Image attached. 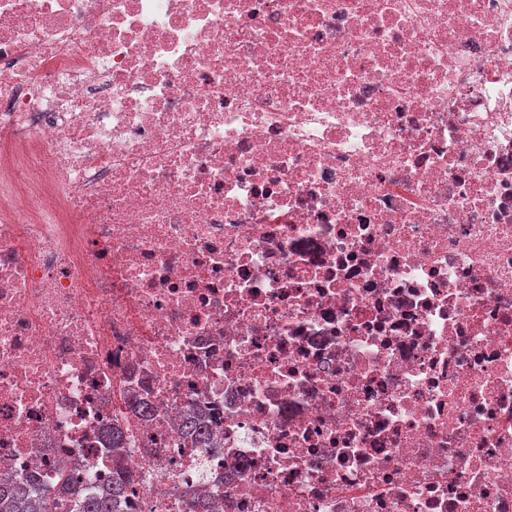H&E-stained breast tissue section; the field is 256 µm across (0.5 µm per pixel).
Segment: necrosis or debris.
Returning <instances> with one entry per match:
<instances>
[{"label": "necrosis or debris", "instance_id": "obj_1", "mask_svg": "<svg viewBox=\"0 0 512 512\" xmlns=\"http://www.w3.org/2000/svg\"><path fill=\"white\" fill-rule=\"evenodd\" d=\"M114 421L125 512H512V0H0V479ZM182 429L186 436L194 438L201 443L206 444L210 439L211 429L206 418H202L195 413L185 416Z\"/></svg>", "mask_w": 512, "mask_h": 512}]
</instances>
